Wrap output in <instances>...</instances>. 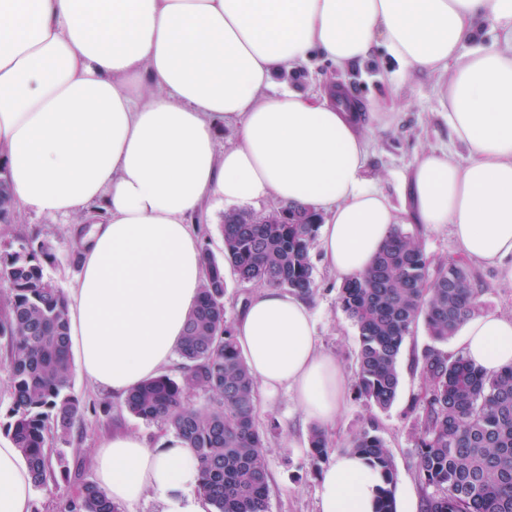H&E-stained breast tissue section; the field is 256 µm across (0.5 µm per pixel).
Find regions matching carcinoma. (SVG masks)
I'll return each instance as SVG.
<instances>
[{
    "label": "carcinoma",
    "mask_w": 512,
    "mask_h": 512,
    "mask_svg": "<svg viewBox=\"0 0 512 512\" xmlns=\"http://www.w3.org/2000/svg\"><path fill=\"white\" fill-rule=\"evenodd\" d=\"M17 207L6 167L0 165V215ZM286 224H267V213L224 215V257L204 250L207 277L177 349L179 376L161 374L133 388L126 411L176 430L199 465L201 490L214 512H269L267 441L258 424L256 387L224 312V264L238 281L264 284L309 297L315 282L309 251L320 216L286 206ZM55 258L48 241L18 237L0 250V339L7 340L11 406L3 425L28 462L34 487L55 478L48 441L66 442L81 416L71 394L68 302L44 274ZM479 278L465 262L433 263L417 239L397 227L372 266L344 281L338 302L359 337L353 390L378 409L395 401L399 360L412 328L424 322L430 343L413 357L422 391L417 411L415 469L424 490V512H512V367L489 374L444 345L479 306ZM207 403L196 407L191 397ZM383 479L377 512H396L397 474L374 428L349 442ZM309 449L329 453L325 433L309 432ZM64 512H120L93 482L80 486Z\"/></svg>",
    "instance_id": "cac0c4a2"
}]
</instances>
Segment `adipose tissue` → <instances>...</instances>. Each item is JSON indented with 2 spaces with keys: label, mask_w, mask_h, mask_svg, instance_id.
<instances>
[{
  "label": "adipose tissue",
  "mask_w": 512,
  "mask_h": 512,
  "mask_svg": "<svg viewBox=\"0 0 512 512\" xmlns=\"http://www.w3.org/2000/svg\"><path fill=\"white\" fill-rule=\"evenodd\" d=\"M485 24L503 47L480 44ZM376 45L449 73L448 126L468 155L416 159L411 220L449 225L463 256L512 285V0H0V162L19 208L107 213L81 240L67 295L70 344L94 386L123 397L171 361L206 277L189 218L209 198L313 209L327 268L345 280L370 266L401 222L364 177L377 113L269 89L313 54L342 68ZM151 84L160 92L143 101ZM222 125L237 141L221 150ZM233 333L262 395L291 391L307 420L335 428L349 377L319 347L305 298L258 289ZM459 347L487 372L512 366V316L468 317ZM92 464L115 504L151 494L163 512H212L177 433L155 447L113 433ZM381 484L343 449L320 475L319 512H374ZM33 495L19 449L0 441V512H33Z\"/></svg>",
  "instance_id": "adipose-tissue-1"
}]
</instances>
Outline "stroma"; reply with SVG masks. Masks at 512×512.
<instances>
[{"label": "stroma", "instance_id": "stroma-1", "mask_svg": "<svg viewBox=\"0 0 512 512\" xmlns=\"http://www.w3.org/2000/svg\"><path fill=\"white\" fill-rule=\"evenodd\" d=\"M446 80V75L440 73L401 67L377 49L364 63L344 68L314 56L301 74L277 78L273 91L279 94L292 90L306 95L323 85L339 84L351 101L364 105L366 111L380 113L388 126L369 135L371 148L365 176L373 188L398 205L406 197L404 177L421 153L443 151L459 163L467 158L465 148L448 129V109L438 94L439 85ZM224 214L223 201L212 198L195 218L202 248L219 258L224 255ZM104 219V214L94 207L59 217L23 211L18 223L0 224V242L20 234L49 241L55 248V258L45 263L44 274L56 288L66 291L80 271L73 257L79 249L81 230ZM309 259L316 284L310 306L318 342L323 351L336 357L347 374H354L358 331L338 305L341 282L322 266L318 248H311ZM473 268L483 290L482 313L511 315L512 287L501 283L498 268L479 262ZM428 342L426 328L421 324L407 337L400 364V387L390 408L371 407L356 398L354 392H347L346 404L330 435L332 448L338 450L357 431L375 427L392 456L397 473L395 494L399 497L409 489L417 493L422 490L415 472V414L411 409L421 381L412 359ZM71 392L81 404L82 416L69 442L52 445L53 452L64 457L69 473L36 489L34 512H61L81 483L93 481L92 454L113 429L131 430L152 441L165 431L164 425L127 413L122 400L91 386L81 372H74ZM258 421L267 431L270 512H318V477L326 463L309 454L310 421L284 391L272 398H259Z\"/></svg>", "mask_w": 512, "mask_h": 512}]
</instances>
